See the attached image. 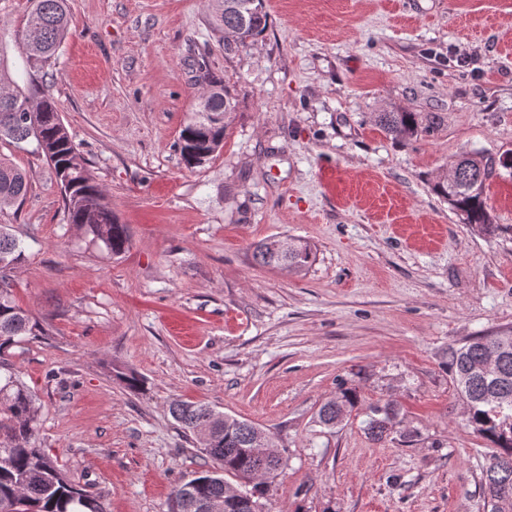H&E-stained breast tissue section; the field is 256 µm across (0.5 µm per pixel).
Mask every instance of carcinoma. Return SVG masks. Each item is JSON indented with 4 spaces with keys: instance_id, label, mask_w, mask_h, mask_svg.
<instances>
[{
    "instance_id": "1",
    "label": "carcinoma",
    "mask_w": 512,
    "mask_h": 512,
    "mask_svg": "<svg viewBox=\"0 0 512 512\" xmlns=\"http://www.w3.org/2000/svg\"><path fill=\"white\" fill-rule=\"evenodd\" d=\"M68 0H32V7L21 33L20 44L30 64L51 65L60 49L68 26ZM219 26L235 34L224 43L245 45L262 36L269 27V15L264 0H224V12ZM195 83L213 89L204 105L184 126L180 137L194 143L204 160L191 162L180 147L183 163L200 167L212 160L223 147L227 125L214 116L226 109H235L228 82L212 75L202 64L197 69ZM376 125L392 140L406 143L418 137L423 128L414 112H380ZM36 143L53 166L63 185V199L68 221L101 242L114 256L127 252L130 244L126 225L112 214V204L104 190L82 164L55 101L31 87H19L13 75L0 60V142L18 145L28 140ZM467 163L470 170H483L487 179L512 176V152L505 156L487 157L477 150ZM465 173L459 182L448 184V176L433 184V191L448 201L463 223L473 224L488 235L511 232V226L495 223L484 193L465 185ZM27 172L10 159L0 155V207L21 204L28 194ZM23 255L20 242L0 225V262L16 264ZM254 256L263 264L286 267L296 273L309 270L316 260V250L307 241L288 242L281 249L280 240L267 238L255 246ZM0 512H106L99 497L75 485L57 463L36 445L37 416L35 393L1 357L10 348L47 335L44 325L12 299L8 276L0 271ZM504 349L497 363L498 376L487 378L478 366L495 346ZM450 368L460 396L467 406V422L475 432L499 449L483 473L484 499L489 512H512V335L477 336L451 353ZM357 393L345 390L341 396L322 404L319 421L334 427L346 409L356 406ZM173 419L204 448L222 474L215 476L207 469L172 490L177 512H203V506L224 499L225 488L236 478L250 486L253 503L266 494L263 484L252 483L259 472V457L248 446L254 425L219 412L206 404L181 402L170 409ZM365 430L374 440L382 441L394 432L397 412L389 404L368 408Z\"/></svg>"
}]
</instances>
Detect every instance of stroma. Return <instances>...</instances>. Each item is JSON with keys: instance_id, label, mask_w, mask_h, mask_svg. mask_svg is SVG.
Masks as SVG:
<instances>
[{"instance_id": "stroma-1", "label": "stroma", "mask_w": 512, "mask_h": 512, "mask_svg": "<svg viewBox=\"0 0 512 512\" xmlns=\"http://www.w3.org/2000/svg\"><path fill=\"white\" fill-rule=\"evenodd\" d=\"M264 6V35L228 53L211 0H69L44 73L19 44L30 0H0L15 79L55 99L131 233L112 257L68 223L32 144H0L30 176L0 224L25 247L13 298L48 330L6 356L36 393L38 443L107 512H170L173 487L212 465L170 414L198 402L278 448L262 512H484L494 448L450 353L512 328V234L463 223L431 185L462 152L512 151V0ZM202 61L236 108L190 169L178 143ZM396 109L424 128L410 144L375 123ZM271 236L309 241V271L258 264ZM344 389L357 405L324 426ZM376 403L398 411L380 442ZM357 403V393L345 390L341 396L322 404L318 411L319 421L326 426L334 427L342 421L346 409L353 408ZM367 416L365 430L372 439L377 441L386 439L398 424V414L390 404L370 405Z\"/></svg>"}]
</instances>
